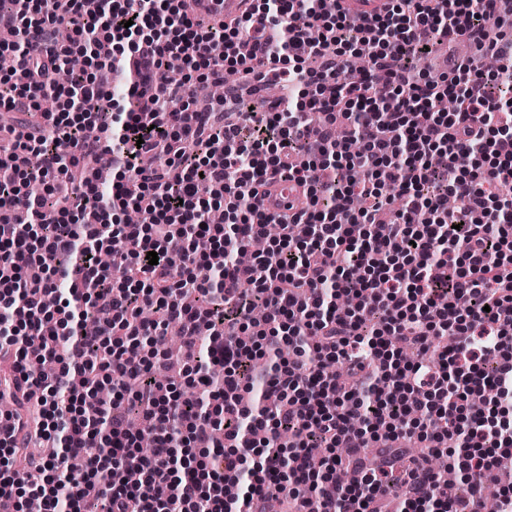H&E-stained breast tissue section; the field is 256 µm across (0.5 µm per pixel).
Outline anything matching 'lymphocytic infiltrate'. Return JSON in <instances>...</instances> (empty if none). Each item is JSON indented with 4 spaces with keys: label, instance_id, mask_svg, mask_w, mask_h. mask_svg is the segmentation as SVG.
Here are the masks:
<instances>
[{
    "label": "lymphocytic infiltrate",
    "instance_id": "obj_1",
    "mask_svg": "<svg viewBox=\"0 0 512 512\" xmlns=\"http://www.w3.org/2000/svg\"><path fill=\"white\" fill-rule=\"evenodd\" d=\"M0 107V489L43 512H483L458 497L425 443L473 485L512 454V55L504 0H389L357 18L321 0H250L235 24H204L196 0H9ZM252 30L250 50L238 38ZM464 41L450 72L416 69ZM85 55L68 79L65 56ZM150 58H141L143 47ZM82 53V52H81ZM178 69L181 82H157ZM237 76L234 99L190 112L194 83ZM287 97L250 98L270 72ZM121 74L116 105L101 76ZM39 125L26 114L44 98ZM112 156L115 180L95 176ZM307 199L290 222L260 212L275 176ZM459 200L460 228L444 206ZM140 213L129 224L120 213ZM223 209L224 221L205 223ZM276 236L253 264L232 260ZM112 254L111 266L96 260ZM157 252L150 264L148 252ZM264 310L251 318L253 306ZM88 308L94 329L74 325ZM158 308L162 319L145 318ZM177 324L193 350L187 391L159 392L155 345ZM452 344L429 356L433 338ZM275 359L256 380L253 367ZM495 401L473 409L476 393ZM140 406L154 451L122 411ZM36 402L37 419L20 408ZM46 443L40 483L20 475L25 445ZM378 463L341 481L337 449ZM322 448L316 461L307 449Z\"/></svg>",
    "mask_w": 512,
    "mask_h": 512
}]
</instances>
